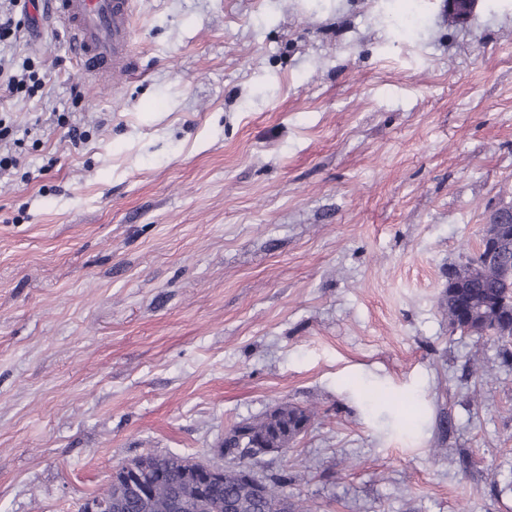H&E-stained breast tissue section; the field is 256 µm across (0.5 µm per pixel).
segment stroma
I'll use <instances>...</instances> for the list:
<instances>
[{
    "instance_id": "1",
    "label": "stroma",
    "mask_w": 512,
    "mask_h": 512,
    "mask_svg": "<svg viewBox=\"0 0 512 512\" xmlns=\"http://www.w3.org/2000/svg\"><path fill=\"white\" fill-rule=\"evenodd\" d=\"M93 87L49 17L0 176V512H77L113 466L255 464L315 512H512V359L448 331L449 267L512 203V0H135ZM86 130L72 146L56 113ZM312 418L311 410L285 402L278 405L276 414H267L249 424L256 434L270 437L277 443H284L289 437L298 435L303 424L311 423ZM286 449H288V448H284L280 445L269 446L259 439H253L252 441L249 442V444L247 445L246 448H241L242 453L245 456V458H241L240 456H235L234 459H236L238 461V463H237V465L232 466L230 468L235 469L238 472L239 476L243 480H245L247 482H252L256 488L257 493L259 495H263L265 493L263 486L256 482H253L255 474H254L252 466L247 461H248V459H251V460L258 459L261 456H265V455H268V454H271L274 452L282 453Z\"/></svg>"
}]
</instances>
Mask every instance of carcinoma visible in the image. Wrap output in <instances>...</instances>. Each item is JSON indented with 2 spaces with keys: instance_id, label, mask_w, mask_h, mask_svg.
<instances>
[{
  "instance_id": "obj_1",
  "label": "carcinoma",
  "mask_w": 512,
  "mask_h": 512,
  "mask_svg": "<svg viewBox=\"0 0 512 512\" xmlns=\"http://www.w3.org/2000/svg\"><path fill=\"white\" fill-rule=\"evenodd\" d=\"M448 328L455 332L456 324L466 321L484 329H512V282L506 281L500 265L466 266L462 284L448 289ZM313 412L290 403L278 405L274 415L250 423L255 433L283 443L298 435ZM190 459L175 454L151 456V467L165 475L153 494L138 497L128 493L125 483L105 487L98 497L107 503L108 512H280L282 502H288L289 512H308L301 502H290L280 488L288 484V474L276 475L268 481V495L256 496L253 488L229 471L224 480L201 491L194 480L185 475Z\"/></svg>"
}]
</instances>
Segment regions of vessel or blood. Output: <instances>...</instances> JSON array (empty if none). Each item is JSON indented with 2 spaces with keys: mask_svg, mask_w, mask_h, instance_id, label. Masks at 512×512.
<instances>
[{
  "mask_svg": "<svg viewBox=\"0 0 512 512\" xmlns=\"http://www.w3.org/2000/svg\"><path fill=\"white\" fill-rule=\"evenodd\" d=\"M84 75L115 83L130 64L133 0H53Z\"/></svg>",
  "mask_w": 512,
  "mask_h": 512,
  "instance_id": "obj_1",
  "label": "vessel or blood"
}]
</instances>
